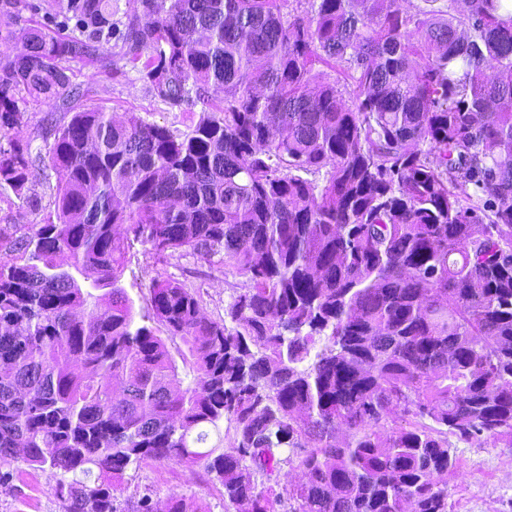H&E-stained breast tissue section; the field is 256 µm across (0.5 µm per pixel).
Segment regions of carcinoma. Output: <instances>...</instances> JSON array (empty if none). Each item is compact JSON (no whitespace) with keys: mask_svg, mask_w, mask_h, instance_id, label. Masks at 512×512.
<instances>
[{"mask_svg":"<svg viewBox=\"0 0 512 512\" xmlns=\"http://www.w3.org/2000/svg\"><path fill=\"white\" fill-rule=\"evenodd\" d=\"M125 17L0 0V41L22 45L0 58V184L24 199L57 174L55 215L0 224V466L55 471L64 512H207L116 496L148 461L202 467L224 512H448L449 438L512 446L508 3ZM114 56L197 123L84 107L70 63ZM51 98L70 119L35 155L16 134ZM137 244L244 276L224 319L174 276L139 314Z\"/></svg>","mask_w":512,"mask_h":512,"instance_id":"carcinoma-1","label":"carcinoma"}]
</instances>
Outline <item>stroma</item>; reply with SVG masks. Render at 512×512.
<instances>
[{
	"label": "stroma",
	"instance_id": "35a3bbf8",
	"mask_svg": "<svg viewBox=\"0 0 512 512\" xmlns=\"http://www.w3.org/2000/svg\"><path fill=\"white\" fill-rule=\"evenodd\" d=\"M74 82L86 95L84 104L102 108L122 117L140 113L147 121L189 130L199 119L198 112L181 111L155 98L131 68L115 69L77 63ZM56 174L45 169L29 185L28 200H20L6 186L0 187V224H39L53 212ZM182 277L186 286L200 297L201 306L215 320L223 319L224 307L243 276L209 266L196 258L159 259L144 247H135L126 267L123 283L134 298L138 312L150 306L149 285L167 276ZM451 451L456 471L448 477V512H512V447L492 440L469 443L453 441ZM56 475L47 468L15 470L9 487H0V512H63L56 495ZM122 497L151 496L162 501L170 494L182 493L202 499L210 512H224L219 486L208 483L198 467L175 461L149 462L125 473L117 484Z\"/></svg>",
	"mask_w": 512,
	"mask_h": 512
}]
</instances>
